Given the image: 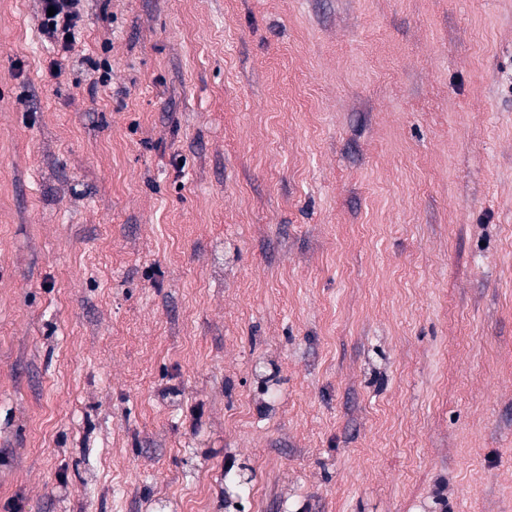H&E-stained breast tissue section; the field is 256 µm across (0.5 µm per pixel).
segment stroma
Wrapping results in <instances>:
<instances>
[{
    "label": "stroma",
    "instance_id": "35a3bbf8",
    "mask_svg": "<svg viewBox=\"0 0 512 512\" xmlns=\"http://www.w3.org/2000/svg\"><path fill=\"white\" fill-rule=\"evenodd\" d=\"M40 12L0 512H512V0H84L66 56Z\"/></svg>",
    "mask_w": 512,
    "mask_h": 512
}]
</instances>
